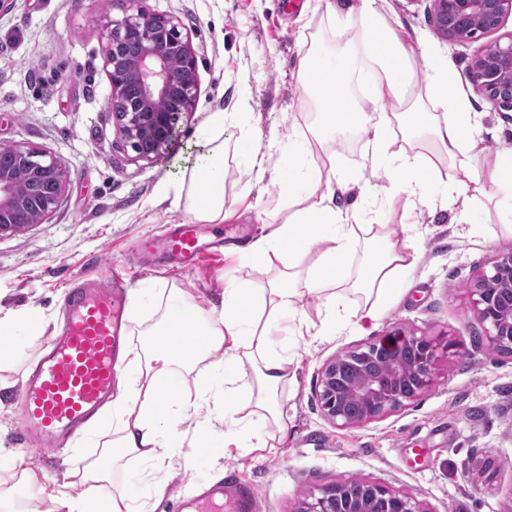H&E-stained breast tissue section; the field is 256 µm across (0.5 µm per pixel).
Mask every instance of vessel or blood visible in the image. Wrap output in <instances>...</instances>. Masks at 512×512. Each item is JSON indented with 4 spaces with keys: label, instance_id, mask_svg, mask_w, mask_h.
<instances>
[{
    "label": "vessel or blood",
    "instance_id": "obj_1",
    "mask_svg": "<svg viewBox=\"0 0 512 512\" xmlns=\"http://www.w3.org/2000/svg\"><path fill=\"white\" fill-rule=\"evenodd\" d=\"M209 249L198 225L178 224L157 238L141 242L144 255H162L191 263ZM125 282L119 276L83 282L68 289V313L62 331L28 374L19 395L17 436L31 449H48L88 427L111 400L120 383L118 358L127 344L123 321ZM224 497L223 482L201 488L188 512H216ZM252 484L235 482L236 512H257Z\"/></svg>",
    "mask_w": 512,
    "mask_h": 512
}]
</instances>
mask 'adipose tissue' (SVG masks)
Here are the masks:
<instances>
[{"label": "adipose tissue", "mask_w": 512, "mask_h": 512, "mask_svg": "<svg viewBox=\"0 0 512 512\" xmlns=\"http://www.w3.org/2000/svg\"><path fill=\"white\" fill-rule=\"evenodd\" d=\"M339 29L356 30V37L327 55L325 48L306 49L301 73L316 119L288 150L297 161L287 171H271L259 146L245 152L255 181L273 177L293 211L268 234L243 248L239 274L224 290L220 306L200 307L182 289L160 282L136 291L134 317L157 308L159 318L141 331L143 341L124 355L134 373L129 387L110 405L112 441L108 454L118 460L134 456L162 466L174 449L170 432L183 420L180 394L188 377H195L205 407L224 432L205 428L190 445L222 454L229 443L253 435L254 423L278 421V393L293 362L288 334L291 320L313 328L314 321L297 314L304 296L321 300L319 321L338 322L359 331L375 326L389 303L393 287L419 261L407 233L388 225L364 224L359 210L338 207L326 184L343 178L338 164L321 170L312 164L315 149L350 130L367 133V151L385 170L402 174L390 195L407 193L426 201L431 190L448 200L492 197L498 206L512 202V153L497 154L491 169L480 173L473 163L480 152L477 114L461 90L457 71L433 67L426 81L414 68L415 52L378 9V0H357L347 10L333 12ZM448 159L454 173L438 175L439 159ZM175 203L183 204L195 221L219 224L224 212V144L208 137L199 145L188 171L174 188ZM363 254L356 275L345 260L355 247ZM277 269L276 278L255 287L254 272ZM360 294L355 305L347 293ZM158 309V308H157ZM44 321L40 308L0 310V369L23 353L22 330L38 332ZM253 379L241 391L245 374ZM250 415H242L243 407ZM57 512H136L124 492L107 496L56 500Z\"/></svg>", "instance_id": "adipose-tissue-1"}]
</instances>
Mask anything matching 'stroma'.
I'll return each instance as SVG.
<instances>
[{
    "label": "stroma",
    "instance_id": "obj_1",
    "mask_svg": "<svg viewBox=\"0 0 512 512\" xmlns=\"http://www.w3.org/2000/svg\"><path fill=\"white\" fill-rule=\"evenodd\" d=\"M330 0H138L149 13L175 16L198 60L195 109L179 123L172 149L153 160L123 145L106 109L109 81L102 56L105 24L122 18L124 0H15L0 13V143L31 145L61 158L68 192L51 217L28 231L0 237V307H39L46 322L27 342L24 357L0 371V467L13 469L14 499L50 502L51 490L69 484L78 496L84 468L112 440L103 418L82 447L48 451L22 448L15 434L16 399L29 368L62 326L68 288L86 278L121 273L129 290L165 281L203 307L219 301L236 276L238 254L195 266L146 262L140 241L169 224L190 220L174 208L173 187L191 164L213 118L224 129V202L234 215L202 225L207 240L246 246L288 214L278 185L255 182L241 146L259 145L272 163L287 168L288 144L313 122L300 77L301 58L313 36L336 44L346 35L328 22ZM430 0H382L381 12L403 30L416 52V71L432 65L465 72L486 41L451 44L437 33ZM484 150L475 164L487 171L497 153L512 151V112L472 98ZM367 136L339 150L355 189L336 194L337 204L359 203L369 224L411 225L420 252L417 267L397 285L376 328L369 333L329 324L319 336H292L294 358L279 391L284 438L268 425L270 447L226 448L222 457L197 454L191 466L173 460L154 469L124 458L111 469L107 492H127L147 512H177L181 495L236 475L252 483L258 512H297L310 493L339 480L371 479L414 494L424 512H512V356L488 346L470 307L477 274L512 253L503 215L480 198L474 223L456 224L453 205L441 195L391 204L363 202L358 185H390L394 174L378 170ZM394 327L415 330L440 344L439 374L408 407L361 427H339L321 410L319 381L337 354L383 336ZM167 485L156 497L153 484Z\"/></svg>",
    "mask_w": 512,
    "mask_h": 512
}]
</instances>
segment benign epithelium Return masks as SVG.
<instances>
[{"label":"benign epithelium","instance_id":"benign-epithelium-1","mask_svg":"<svg viewBox=\"0 0 512 512\" xmlns=\"http://www.w3.org/2000/svg\"><path fill=\"white\" fill-rule=\"evenodd\" d=\"M436 30L451 43L474 40L496 31L512 0H431ZM481 16L480 32L470 27ZM102 47L110 85L107 107L124 145L138 157H158L175 140L182 115L194 110L197 57L175 17L130 9L109 22ZM494 53H480L465 77L478 95L512 111V34L506 43L491 42ZM168 101L172 108L158 104ZM13 165L0 166V235L44 223L61 203L68 169L56 156L28 145H0ZM512 253L500 256L470 290L471 309L497 352L512 355ZM437 346L414 331L395 327L379 341L350 350L321 371L319 392L326 419L341 427L361 426L400 411L432 385ZM359 491L346 497L344 484L332 483L302 503L299 512H424L411 493L373 480H357Z\"/></svg>","mask_w":512,"mask_h":512}]
</instances>
